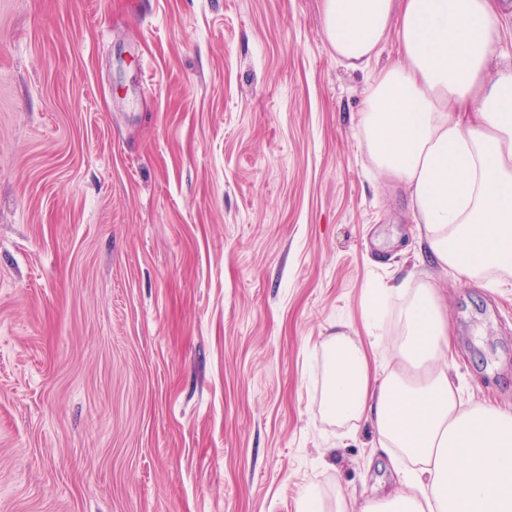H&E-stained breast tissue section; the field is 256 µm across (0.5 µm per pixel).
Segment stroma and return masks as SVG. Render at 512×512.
I'll return each mask as SVG.
<instances>
[{"label": "stroma", "instance_id": "1", "mask_svg": "<svg viewBox=\"0 0 512 512\" xmlns=\"http://www.w3.org/2000/svg\"><path fill=\"white\" fill-rule=\"evenodd\" d=\"M320 0H0V512H294L396 488L326 337L428 273L467 402L512 294L438 275Z\"/></svg>", "mask_w": 512, "mask_h": 512}]
</instances>
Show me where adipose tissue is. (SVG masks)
I'll list each match as a JSON object with an SVG mask.
<instances>
[{
	"label": "adipose tissue",
	"mask_w": 512,
	"mask_h": 512,
	"mask_svg": "<svg viewBox=\"0 0 512 512\" xmlns=\"http://www.w3.org/2000/svg\"><path fill=\"white\" fill-rule=\"evenodd\" d=\"M324 35L370 74L359 131L370 163L403 183L441 271L512 288V62L498 64L500 0H321ZM396 57L381 63L388 42ZM370 346L324 342L325 413L369 421L400 492H337L333 512H512V409L464 403L448 313L429 280L369 289ZM391 347L393 366H372Z\"/></svg>",
	"instance_id": "adipose-tissue-1"
}]
</instances>
